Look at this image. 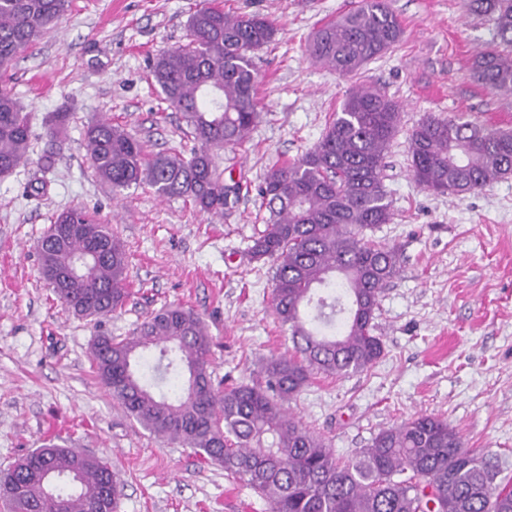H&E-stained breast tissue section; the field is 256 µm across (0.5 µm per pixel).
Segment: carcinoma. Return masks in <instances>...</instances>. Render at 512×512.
Wrapping results in <instances>:
<instances>
[{
	"instance_id": "1",
	"label": "carcinoma",
	"mask_w": 512,
	"mask_h": 512,
	"mask_svg": "<svg viewBox=\"0 0 512 512\" xmlns=\"http://www.w3.org/2000/svg\"><path fill=\"white\" fill-rule=\"evenodd\" d=\"M66 5L0 0V74L53 29ZM467 7L512 46V0H468ZM188 31V41L152 58L148 72L168 108L192 129L194 145L151 153L106 118L88 126L87 146L97 177L112 191L148 187L222 217L229 191L215 152L242 145L257 124L253 54L275 40L277 29L266 17L226 12L209 0L190 16ZM401 36L387 0H360L314 33L310 54L348 75ZM473 73L488 90L512 95L511 55L482 50ZM66 121L67 114L54 115L45 136L58 141ZM400 123L399 102L379 89H353L317 145L272 166L257 186L269 218L249 256L271 263L272 306L294 349L267 361L264 381H214L205 323L180 304L152 312L125 338L101 334L91 348L97 376L131 417L224 466L266 499L269 512H512V483L497 480L441 418L421 414L383 429L340 463L284 409L311 374L361 373L383 355L373 320L400 254L372 233L393 218L382 169ZM31 137L29 113L0 84L1 177L27 162ZM409 150L417 184L441 195L479 192L512 175V130L495 125L431 114L411 131ZM54 224H88L95 236L48 229L36 244L43 279L72 313L111 316L127 298L122 242L83 208L59 213ZM154 350L159 358L151 366ZM123 488L108 462L52 442L0 471V500L10 512H117Z\"/></svg>"
}]
</instances>
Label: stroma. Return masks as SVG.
I'll use <instances>...</instances> for the list:
<instances>
[{"label":"stroma","instance_id":"1","mask_svg":"<svg viewBox=\"0 0 512 512\" xmlns=\"http://www.w3.org/2000/svg\"><path fill=\"white\" fill-rule=\"evenodd\" d=\"M219 2L277 27L255 58L261 119L244 147L219 155L225 186L239 190L220 217L146 187L113 195L85 139L109 118L154 152L187 142L147 66L185 43L203 0H68L58 24L13 63L9 86L33 115V149L0 178V470L51 440L110 462L124 481L119 512H268L221 465L137 424L100 382L90 350L95 336L130 335L150 312L179 303L203 317L213 375L225 383L259 379L265 362L290 354L270 304L271 266L248 255L268 217L256 188L270 166L319 141L352 88L373 86L402 106L383 171L393 219L373 234L401 254L374 320L384 355L363 373L312 375L287 407L341 460L381 429L432 414L512 480V176L438 195L415 183L408 142L432 113L512 128V95L488 91L472 72L475 54L494 44L491 23L467 0H389L400 42L342 76L315 63L309 45L358 0ZM56 112L69 120L52 144L44 123ZM80 207L111 225L128 256L129 295L99 325L56 299L34 248L57 214Z\"/></svg>","mask_w":512,"mask_h":512}]
</instances>
